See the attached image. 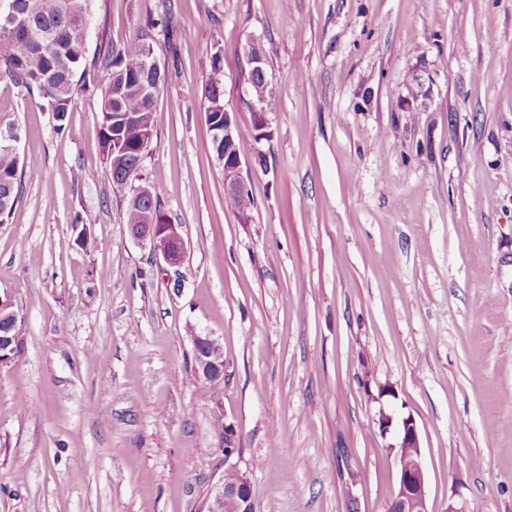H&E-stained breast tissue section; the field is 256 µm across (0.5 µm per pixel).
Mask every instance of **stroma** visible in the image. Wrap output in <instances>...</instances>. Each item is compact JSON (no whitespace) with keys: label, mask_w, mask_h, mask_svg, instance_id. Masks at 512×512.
Returning <instances> with one entry per match:
<instances>
[{"label":"stroma","mask_w":512,"mask_h":512,"mask_svg":"<svg viewBox=\"0 0 512 512\" xmlns=\"http://www.w3.org/2000/svg\"><path fill=\"white\" fill-rule=\"evenodd\" d=\"M166 71L140 184L187 254L161 270L126 224L100 147L101 90L64 127L0 81L22 196L0 224V297L26 320L0 366V512H205L224 471L222 405L253 462L257 512H387L395 432L413 418L429 512H512V0H92ZM277 109L224 196L202 88L252 127L244 48ZM91 214L93 249L79 244ZM224 378L199 379L193 334ZM231 162L234 163L233 169L237 172V177L227 181L224 180V195L229 200L230 197L235 196L240 191L245 190V183L241 176L242 158H232ZM231 206L237 211L240 219L246 224L251 218V211L254 206L253 199L246 189L235 197L230 199Z\"/></svg>","instance_id":"35a3bbf8"}]
</instances>
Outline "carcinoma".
<instances>
[{"label": "carcinoma", "mask_w": 512, "mask_h": 512, "mask_svg": "<svg viewBox=\"0 0 512 512\" xmlns=\"http://www.w3.org/2000/svg\"><path fill=\"white\" fill-rule=\"evenodd\" d=\"M91 0H11L23 14L28 27L13 37L0 35V80L7 79L17 87L35 91L47 107L69 112L73 96L78 90L94 85L95 69L86 62L83 32ZM98 61L109 71L108 83L101 101L112 105V112H99L100 138L103 160L106 164L112 193L128 202L126 224L137 228L147 224L155 215L166 217L156 191L143 198L136 206L129 205L136 193L133 182L139 171L147 147L140 140V129H156L159 123L158 96L139 94V83L148 81L160 90L165 73L147 74L145 55L153 50L151 33L140 34V46L132 54L117 49L101 28ZM252 94L263 99L265 111L275 110V99L261 73L248 70L246 76ZM205 122L213 130L214 117L224 108V66L219 55L210 60V70L202 89ZM133 114L136 122L123 124L116 120L117 113ZM254 133L239 132L230 154L244 156L254 151ZM17 156L0 148V221L9 217L20 198L21 178ZM231 206L243 222L251 218L254 206L249 191L230 199Z\"/></svg>", "instance_id": "obj_1"}]
</instances>
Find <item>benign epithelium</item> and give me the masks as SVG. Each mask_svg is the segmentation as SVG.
<instances>
[{"instance_id": "obj_1", "label": "benign epithelium", "mask_w": 512, "mask_h": 512, "mask_svg": "<svg viewBox=\"0 0 512 512\" xmlns=\"http://www.w3.org/2000/svg\"><path fill=\"white\" fill-rule=\"evenodd\" d=\"M21 27V18L14 9L0 13V32L14 34ZM260 43L250 41L245 47L246 56L255 70L264 71V59L259 52ZM239 132L236 113L224 109V124L214 130L216 143L229 145L234 142ZM137 239L150 243L159 265L169 268L181 265L186 244L178 224L161 226L152 220L148 226L133 232ZM10 324V330H17L23 325L21 312L15 309L9 299L0 298V321ZM214 337L205 334L192 336L194 371L198 377L216 383L224 378V358L210 350ZM23 351L16 337L0 334V364L17 358ZM216 451L224 455V471L234 475V480L226 482L219 479L214 486L212 500L207 512H256L253 486L250 478L252 464L245 460L243 453L235 443V430L232 425L214 431ZM397 450L398 484L388 512H428L426 478L421 460L419 433L415 422L409 418L402 421L397 436V443L392 445Z\"/></svg>"}]
</instances>
